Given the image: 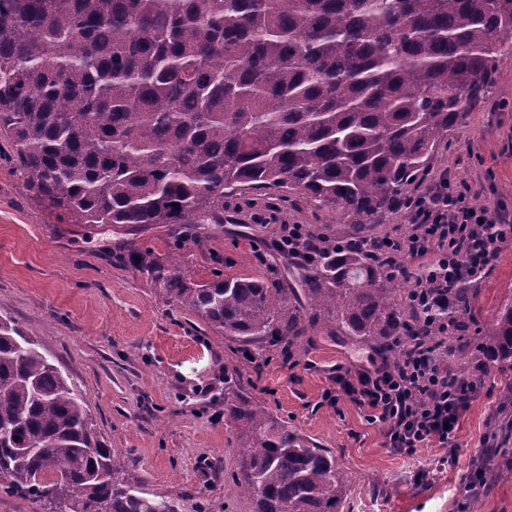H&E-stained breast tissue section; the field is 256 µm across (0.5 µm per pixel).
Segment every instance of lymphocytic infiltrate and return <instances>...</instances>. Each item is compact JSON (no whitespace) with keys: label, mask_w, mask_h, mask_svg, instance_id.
Wrapping results in <instances>:
<instances>
[{"label":"lymphocytic infiltrate","mask_w":512,"mask_h":512,"mask_svg":"<svg viewBox=\"0 0 512 512\" xmlns=\"http://www.w3.org/2000/svg\"><path fill=\"white\" fill-rule=\"evenodd\" d=\"M408 208L411 225L391 247L395 258L413 265L417 284L412 295L424 308L456 279L481 276L501 240L512 237V225L497 210L475 207L467 187L443 177L430 192L413 197ZM481 388L478 379L449 380L447 366L422 353L336 377L337 396L367 408L387 448L400 455L430 443L451 444Z\"/></svg>","instance_id":"f902f5d3"}]
</instances>
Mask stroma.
<instances>
[{
	"label": "stroma",
	"mask_w": 512,
	"mask_h": 512,
	"mask_svg": "<svg viewBox=\"0 0 512 512\" xmlns=\"http://www.w3.org/2000/svg\"><path fill=\"white\" fill-rule=\"evenodd\" d=\"M494 89L438 151L430 176L470 188L476 206L512 219V41ZM0 139V319L35 338L82 391L97 431L117 449L148 495L178 512H252L229 477L237 440L224 419V391L264 401L289 430L331 449L351 485L342 512H512V455L486 457L491 433L512 418V366L481 373L483 388L459 422L454 465L428 446L398 455L378 425L348 399L330 403L336 370L370 365L368 348L312 336L291 358L260 351L243 360L235 342L158 299L142 271L123 265L126 242L172 253L198 281L214 273L275 278L286 257L275 248L289 225L335 224L337 214L305 199L267 211L263 202L228 201L224 221L174 237L148 225L136 234L75 224L29 191ZM475 309L486 320L512 300V249L499 252L477 282Z\"/></svg>",
	"instance_id": "1"
}]
</instances>
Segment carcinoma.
<instances>
[{
  "mask_svg": "<svg viewBox=\"0 0 512 512\" xmlns=\"http://www.w3.org/2000/svg\"><path fill=\"white\" fill-rule=\"evenodd\" d=\"M512 37V0H0V136L26 187L78 224L224 223V198L303 196L360 230L410 187L483 100ZM275 280L194 281L135 244L121 259L156 293L240 345L291 352L315 334L394 362L466 331L476 289L423 319L399 301L392 260L309 232ZM512 364V301L453 365ZM235 492L252 512H341L349 479L330 450L266 404L224 399ZM507 451L512 426L494 433ZM0 486L48 512H178L148 497L92 423L78 386L0 319Z\"/></svg>",
  "mask_w": 512,
  "mask_h": 512,
  "instance_id": "1",
  "label": "carcinoma"
}]
</instances>
